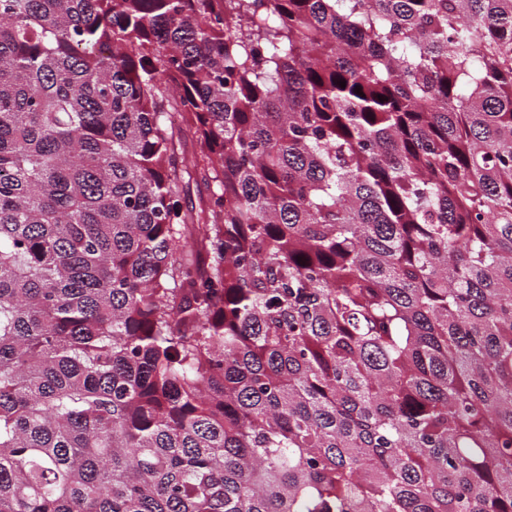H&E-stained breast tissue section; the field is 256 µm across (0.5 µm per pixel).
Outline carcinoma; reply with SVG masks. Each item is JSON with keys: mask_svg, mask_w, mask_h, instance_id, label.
I'll use <instances>...</instances> for the list:
<instances>
[{"mask_svg": "<svg viewBox=\"0 0 512 512\" xmlns=\"http://www.w3.org/2000/svg\"><path fill=\"white\" fill-rule=\"evenodd\" d=\"M0 512H512V0H0Z\"/></svg>", "mask_w": 512, "mask_h": 512, "instance_id": "cac0c4a2", "label": "carcinoma"}]
</instances>
